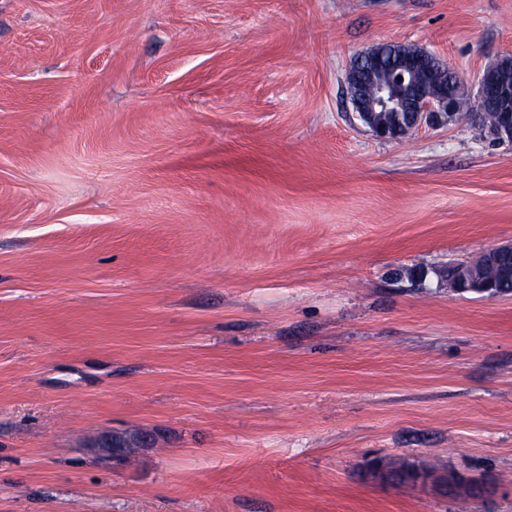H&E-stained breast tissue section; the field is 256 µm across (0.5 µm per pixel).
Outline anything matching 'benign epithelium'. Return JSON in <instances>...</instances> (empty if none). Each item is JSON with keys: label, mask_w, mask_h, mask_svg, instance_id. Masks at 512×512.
<instances>
[{"label": "benign epithelium", "mask_w": 512, "mask_h": 512, "mask_svg": "<svg viewBox=\"0 0 512 512\" xmlns=\"http://www.w3.org/2000/svg\"><path fill=\"white\" fill-rule=\"evenodd\" d=\"M511 61L504 58L482 73L475 105V110L481 113L490 105L496 106L500 113H508L501 121L485 126L489 137L502 143H512V89L502 77L503 69ZM346 81L359 119L369 125L376 137L387 140L405 138L427 120H452L457 113V101L464 96L460 76L423 49L418 54H402L400 65L386 72L379 63L376 45L353 60ZM374 112H401L405 120L374 123L370 121ZM509 257L512 258L511 240L492 246L474 259L452 265L448 289L488 298L500 296L493 282L483 276L482 269ZM152 438L147 431L110 433L99 436L93 447L112 457L118 448L148 447Z\"/></svg>", "instance_id": "obj_1"}]
</instances>
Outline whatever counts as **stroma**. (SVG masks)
Instances as JSON below:
<instances>
[{
	"instance_id": "35a3bbf8",
	"label": "stroma",
	"mask_w": 512,
	"mask_h": 512,
	"mask_svg": "<svg viewBox=\"0 0 512 512\" xmlns=\"http://www.w3.org/2000/svg\"><path fill=\"white\" fill-rule=\"evenodd\" d=\"M382 42L472 100L512 0H0V512H512V295L438 277L512 144L376 138ZM153 435L147 431L127 434L123 432L110 433L99 436L94 444V448H98L105 456L112 457L116 454L115 448H125L124 452L116 455V461L127 459L136 452L138 448L150 446ZM133 446L134 448H128Z\"/></svg>"
}]
</instances>
